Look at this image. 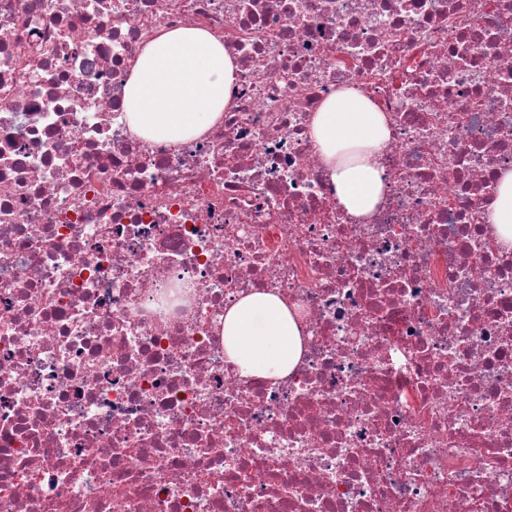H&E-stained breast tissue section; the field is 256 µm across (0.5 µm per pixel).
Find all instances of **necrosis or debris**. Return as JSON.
<instances>
[{
  "instance_id": "1",
  "label": "necrosis or debris",
  "mask_w": 512,
  "mask_h": 512,
  "mask_svg": "<svg viewBox=\"0 0 512 512\" xmlns=\"http://www.w3.org/2000/svg\"><path fill=\"white\" fill-rule=\"evenodd\" d=\"M224 44L204 136L131 132L164 29ZM385 112L383 200L341 210L309 135ZM512 0H0V512H512ZM297 310L287 378L224 310ZM499 181V193L490 205V215L500 243L506 251H510L512 250V170L503 171ZM302 324L273 292L243 296L224 312V354L242 377L281 380L303 356Z\"/></svg>"
}]
</instances>
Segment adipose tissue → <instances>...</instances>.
<instances>
[{
    "label": "adipose tissue",
    "instance_id": "1",
    "mask_svg": "<svg viewBox=\"0 0 512 512\" xmlns=\"http://www.w3.org/2000/svg\"><path fill=\"white\" fill-rule=\"evenodd\" d=\"M237 67L223 43L194 27L165 30L138 56L125 88L130 129L152 141L184 142L203 135L230 104ZM318 146L341 208L365 221L383 200V146L392 131L386 113L360 90L343 87L314 113ZM500 243L512 250V170L502 172L490 206ZM302 324L272 292L243 296L224 313V354L242 377L280 380L303 356Z\"/></svg>",
    "mask_w": 512,
    "mask_h": 512
}]
</instances>
